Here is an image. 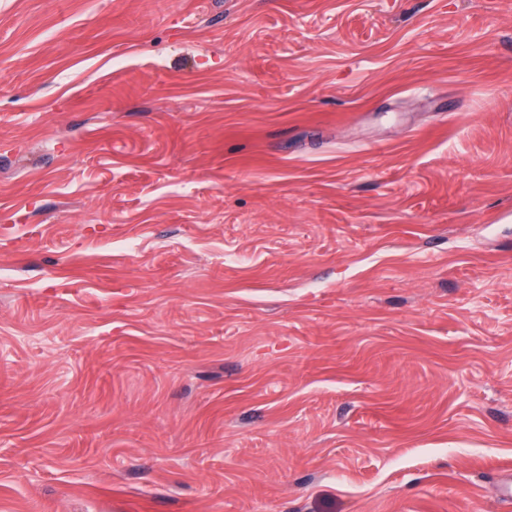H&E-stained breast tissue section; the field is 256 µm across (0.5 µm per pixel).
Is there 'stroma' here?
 Instances as JSON below:
<instances>
[{
  "label": "stroma",
  "mask_w": 512,
  "mask_h": 512,
  "mask_svg": "<svg viewBox=\"0 0 512 512\" xmlns=\"http://www.w3.org/2000/svg\"><path fill=\"white\" fill-rule=\"evenodd\" d=\"M512 0H0V512H512Z\"/></svg>",
  "instance_id": "stroma-1"
}]
</instances>
